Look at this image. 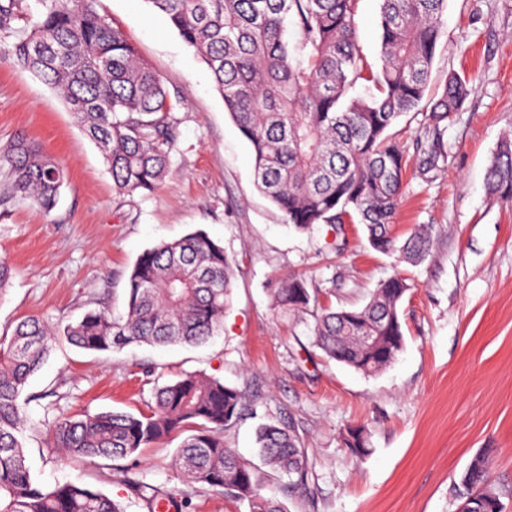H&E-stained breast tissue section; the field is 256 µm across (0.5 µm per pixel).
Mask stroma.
Segmentation results:
<instances>
[{
  "instance_id": "stroma-1",
  "label": "stroma",
  "mask_w": 512,
  "mask_h": 512,
  "mask_svg": "<svg viewBox=\"0 0 512 512\" xmlns=\"http://www.w3.org/2000/svg\"><path fill=\"white\" fill-rule=\"evenodd\" d=\"M95 7L179 102L170 172L154 192H116L62 98L0 53V148L26 137L67 171L57 206L45 212L14 192L0 166V258L15 270L0 289V334L29 316L61 327L93 308L122 312L137 257L197 230L235 259L236 276L224 329L207 345L85 352L58 340L25 391L29 421L143 411L157 386L201 371L244 388L252 403L224 434L241 456L257 461L255 431L272 420L290 422L302 439L308 493L291 492L284 478H261L264 494L287 512H459L461 476L485 452L491 486L512 512V207L486 183L512 131V0L447 2L430 89L441 90L456 72L473 91L446 122L437 169L419 172L424 110L392 128L410 158L394 232L404 239L425 224L434 236L418 264L374 250L360 224L294 230L257 188L249 145L195 50L147 0H96ZM355 20L364 57L378 64L379 0H358ZM288 273L318 291L295 319L269 300L272 280ZM395 274L410 289L399 307L404 348L394 363L367 376L328 358L314 343L315 313L362 305ZM352 424L368 432L365 455L341 445ZM180 443L172 437L122 465L77 463L50 452L34 432L25 452L43 484L79 481L126 512H148L120 469L181 488L171 466Z\"/></svg>"
}]
</instances>
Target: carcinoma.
<instances>
[{
	"mask_svg": "<svg viewBox=\"0 0 512 512\" xmlns=\"http://www.w3.org/2000/svg\"><path fill=\"white\" fill-rule=\"evenodd\" d=\"M25 0H0V39L14 63L56 90L83 133L99 149L120 194L155 191L169 173L178 140L177 102L137 55L123 32L95 8V0H37L36 20ZM162 14L208 67L228 112L251 147L259 189L299 230L318 224L365 226L369 244L383 254L423 259L429 228L403 243L391 232L407 170L404 148L389 130L405 113L429 109L425 164L443 156L441 123L459 111L470 81L448 73L442 91L423 103L447 0H381L380 65L372 69L356 42V0H146ZM19 21L25 26L16 27ZM297 30L290 45L288 27ZM365 81L372 89L354 95ZM14 190L52 210L67 181L62 164L23 138L0 152ZM489 192L512 205V134L505 136L488 170ZM235 267L224 247L202 231L144 251L127 283V312L89 310L57 333L28 318L0 335V512H125L122 504L79 482L46 486L31 473L26 433L35 429L19 399L40 369L56 336L85 351L127 345H198L217 334L230 304ZM409 285L393 276L360 307L321 309L315 344L331 359L364 375L390 366L403 349L398 306ZM274 309L306 310L307 282L282 277L269 289ZM375 336L371 345L358 340ZM249 409L243 390L214 375L190 372L154 392L137 414L107 411L58 419L48 425L51 448L74 461L126 459L173 435L186 434L174 465L186 486L165 494L135 477L128 489L148 509L167 500L182 512L197 485L220 491L247 512H287L261 493L254 467L224 446V431ZM355 454L367 451L361 427L342 436ZM259 456L272 472L308 485L304 445L293 426L277 421L257 432ZM478 492L472 512H503L490 486L489 460L479 455L462 477Z\"/></svg>",
	"mask_w": 512,
	"mask_h": 512,
	"instance_id": "obj_1",
	"label": "carcinoma"
}]
</instances>
